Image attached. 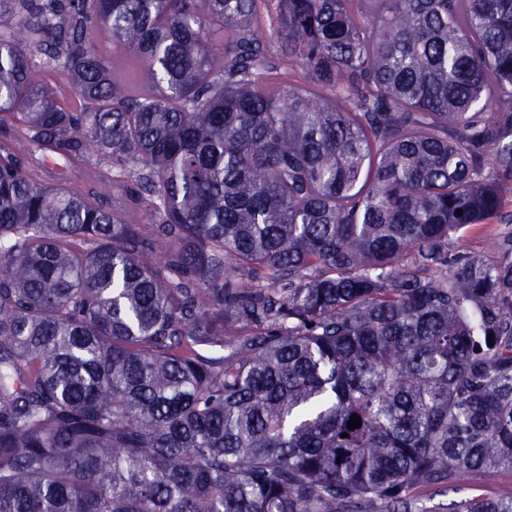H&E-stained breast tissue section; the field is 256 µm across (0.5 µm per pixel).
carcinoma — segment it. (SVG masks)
<instances>
[{
    "mask_svg": "<svg viewBox=\"0 0 512 512\" xmlns=\"http://www.w3.org/2000/svg\"><path fill=\"white\" fill-rule=\"evenodd\" d=\"M92 153L125 206L66 186ZM511 181L512 0H0V512H417L512 469V236L449 253Z\"/></svg>",
    "mask_w": 512,
    "mask_h": 512,
    "instance_id": "1",
    "label": "carcinoma"
}]
</instances>
